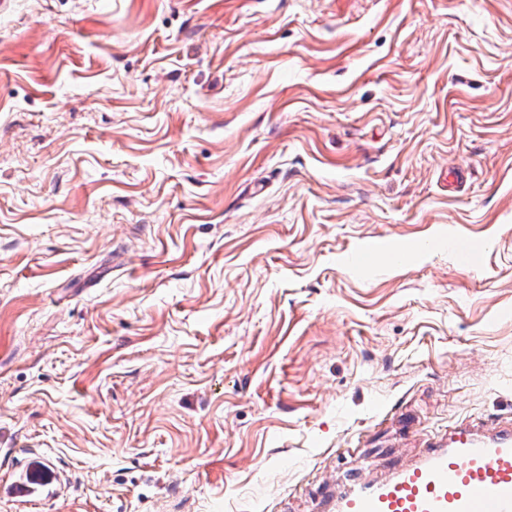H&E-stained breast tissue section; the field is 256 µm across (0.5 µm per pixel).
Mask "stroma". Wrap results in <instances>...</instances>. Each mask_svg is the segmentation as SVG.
<instances>
[{
    "label": "stroma",
    "instance_id": "35a3bbf8",
    "mask_svg": "<svg viewBox=\"0 0 512 512\" xmlns=\"http://www.w3.org/2000/svg\"><path fill=\"white\" fill-rule=\"evenodd\" d=\"M483 416L512 0L0 11V512H317Z\"/></svg>",
    "mask_w": 512,
    "mask_h": 512
}]
</instances>
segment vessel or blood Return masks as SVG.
Here are the masks:
<instances>
[{"instance_id": "1", "label": "vessel or blood", "mask_w": 512, "mask_h": 512, "mask_svg": "<svg viewBox=\"0 0 512 512\" xmlns=\"http://www.w3.org/2000/svg\"><path fill=\"white\" fill-rule=\"evenodd\" d=\"M319 512H512V421L462 422L380 478L354 467L316 489Z\"/></svg>"}]
</instances>
